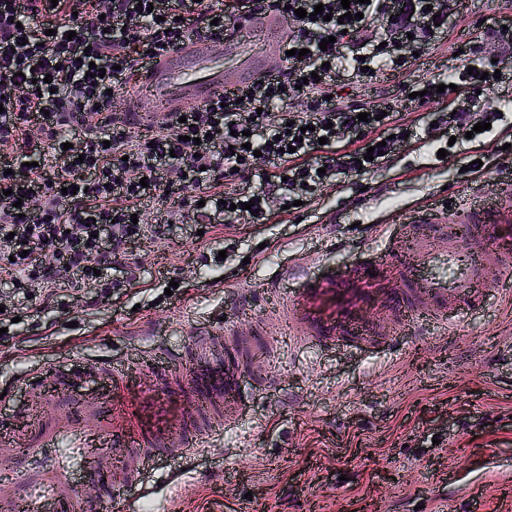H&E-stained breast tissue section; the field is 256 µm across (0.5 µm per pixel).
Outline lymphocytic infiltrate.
Listing matches in <instances>:
<instances>
[{
	"label": "lymphocytic infiltrate",
	"instance_id": "lymphocytic-infiltrate-1",
	"mask_svg": "<svg viewBox=\"0 0 512 512\" xmlns=\"http://www.w3.org/2000/svg\"><path fill=\"white\" fill-rule=\"evenodd\" d=\"M318 4L332 20L310 19ZM299 7L307 15L282 47L303 55L286 57L278 75L244 81L234 95L187 115L167 113L146 138L112 120L137 68L190 34L217 37L240 19L269 14L295 18ZM450 7V0H352L346 8L341 0H243L231 18L217 0H0V279L16 298L5 317L52 305L60 282L72 278L101 298L120 291L123 281L107 276L113 258L145 233L161 239L167 231L132 222L147 201L166 207L169 222L219 224L232 214L263 224L271 195L290 206L330 186L337 172L378 167L368 148L390 153L387 138L404 141L409 129L393 103L328 98L329 65L340 44L367 46L377 17L387 22L393 65L404 64L406 50L429 45ZM94 66L105 76H91ZM301 96L306 108L294 110ZM31 127L38 137H29ZM340 131L362 147L327 157L319 171L312 152ZM265 161L274 171L263 175L264 189H249ZM33 275L42 282L36 294L27 286Z\"/></svg>",
	"mask_w": 512,
	"mask_h": 512
}]
</instances>
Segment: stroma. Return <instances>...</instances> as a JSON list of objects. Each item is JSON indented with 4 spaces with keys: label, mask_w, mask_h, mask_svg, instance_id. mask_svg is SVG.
Here are the masks:
<instances>
[{
    "label": "stroma",
    "mask_w": 512,
    "mask_h": 512,
    "mask_svg": "<svg viewBox=\"0 0 512 512\" xmlns=\"http://www.w3.org/2000/svg\"><path fill=\"white\" fill-rule=\"evenodd\" d=\"M512 25V0H460L422 56L403 67L375 59L372 77L352 81L348 50L336 62L334 92L356 100L400 101L412 137L379 167L337 174L333 186L297 209L271 200L272 218L250 224L174 225L166 239L128 244L109 275L131 278L127 294L109 300L61 286L57 305L23 314L0 340V389L41 374L60 356L134 362L157 348L181 357L194 333L233 318L243 331L265 327L272 350L262 365L278 387L252 392L244 406L211 414L223 427L195 461L190 478L131 512H512V314L500 274L479 308L454 310L457 333L427 324L418 345L324 352L295 344L272 321L265 285L291 265L346 266L366 248H383L380 226L429 199L457 204L469 194L494 196L512 180V128L479 140L448 141L432 127L435 104L407 102L419 82H457L463 51L495 58L500 25ZM279 40L243 30L240 56H259L266 72L283 65ZM446 150L438 158V150ZM482 157L484 172L467 170ZM338 247H327L330 237ZM177 289H170V282ZM477 489L469 497L461 487Z\"/></svg>",
    "instance_id": "35a3bbf8"
}]
</instances>
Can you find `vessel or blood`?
Instances as JSON below:
<instances>
[{"label": "vessel or blood", "instance_id": "vessel-or-blood-1", "mask_svg": "<svg viewBox=\"0 0 512 512\" xmlns=\"http://www.w3.org/2000/svg\"><path fill=\"white\" fill-rule=\"evenodd\" d=\"M232 47L229 40L196 39L143 68V91L125 106L129 120L146 125L232 94L242 74L226 73L220 57ZM393 221L398 232L379 252L343 268L297 273L289 289L282 276L269 281L273 317L297 342L389 348L397 335H417L421 317L444 328L450 310L479 307L493 285L486 251H494L501 273L512 272V184L488 199L468 198L451 213L428 201ZM434 259L455 267V278L427 273ZM257 347L228 327L195 339L184 374L165 377L126 362H53L47 376L30 381L39 405L0 413V449L13 462L11 474L0 475V512H91L73 480L98 478L100 457L122 448L119 494L145 501L173 488L183 476L172 460L201 455L219 435L206 413L244 405L240 361ZM89 386L98 391L96 402L84 398Z\"/></svg>", "mask_w": 512, "mask_h": 512}]
</instances>
